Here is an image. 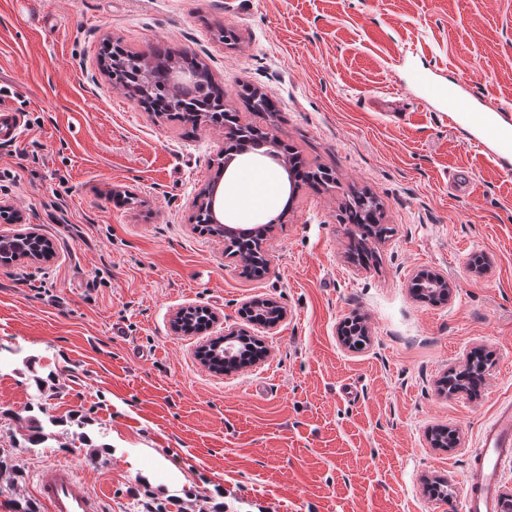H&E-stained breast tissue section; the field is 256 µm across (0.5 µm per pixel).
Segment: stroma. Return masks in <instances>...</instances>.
<instances>
[{"instance_id": "obj_1", "label": "stroma", "mask_w": 512, "mask_h": 512, "mask_svg": "<svg viewBox=\"0 0 512 512\" xmlns=\"http://www.w3.org/2000/svg\"><path fill=\"white\" fill-rule=\"evenodd\" d=\"M160 43L335 178L296 189L263 276L195 228L222 130L154 115L102 69L105 45ZM408 63L512 110V0H0V102L22 123L0 138V199L53 248L0 265V512L51 463L105 512H466L481 428L512 401V173L405 87ZM257 89L273 111L246 105ZM362 190L395 229L366 264L342 222ZM421 269L447 274L449 301L413 296ZM265 297L287 317L252 368L215 374L172 328L197 305L239 323ZM354 316L370 336L351 351ZM474 349L492 353L480 393H440ZM443 426L453 451L428 442Z\"/></svg>"}]
</instances>
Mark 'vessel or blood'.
<instances>
[{"label": "vessel or blood", "instance_id": "b4317fda", "mask_svg": "<svg viewBox=\"0 0 512 512\" xmlns=\"http://www.w3.org/2000/svg\"><path fill=\"white\" fill-rule=\"evenodd\" d=\"M412 83L420 99L439 107L442 121L464 126L468 145L493 155L500 170H512V113L486 114L481 97L462 80L441 81L422 70L413 71ZM512 463V403L502 406L481 432L468 482L469 512H499L498 485L505 465ZM38 495L48 512H100L101 503L72 467L43 468L37 478Z\"/></svg>", "mask_w": 512, "mask_h": 512}]
</instances>
